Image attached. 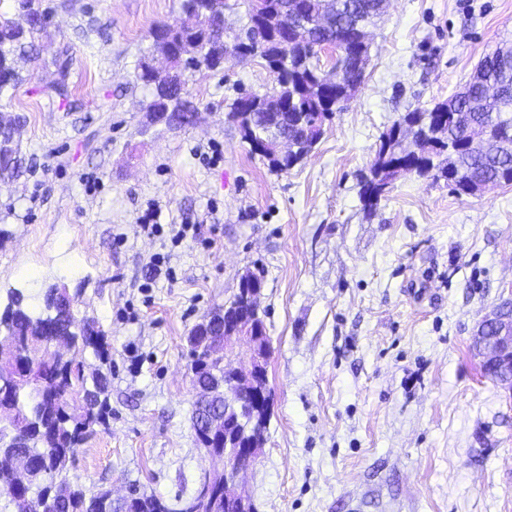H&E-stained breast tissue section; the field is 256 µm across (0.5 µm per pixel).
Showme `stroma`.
Wrapping results in <instances>:
<instances>
[{
	"instance_id": "obj_1",
	"label": "stroma",
	"mask_w": 512,
	"mask_h": 512,
	"mask_svg": "<svg viewBox=\"0 0 512 512\" xmlns=\"http://www.w3.org/2000/svg\"><path fill=\"white\" fill-rule=\"evenodd\" d=\"M51 2L40 62L0 101L28 165L0 182V300L17 288L37 309L62 283L105 334L108 360L82 359L108 373L111 412L71 478L172 501L219 471L191 428L187 338L251 271L273 395L244 487L257 512H512V395L473 348L512 297V185L459 195L412 173L373 214L360 199L383 133L512 42V0H390L357 93L282 173L230 112L241 91H271L262 59L194 76L198 119L169 127L146 112L134 72L181 0ZM64 47L63 99L47 89ZM151 211L155 234L138 222Z\"/></svg>"
}]
</instances>
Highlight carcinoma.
Listing matches in <instances>:
<instances>
[{"instance_id":"cac0c4a2","label":"carcinoma","mask_w":512,"mask_h":512,"mask_svg":"<svg viewBox=\"0 0 512 512\" xmlns=\"http://www.w3.org/2000/svg\"><path fill=\"white\" fill-rule=\"evenodd\" d=\"M266 9L255 12L248 7L245 31L259 30L265 42L240 41L247 52L265 60L273 76L270 97L288 100V113L283 123L272 127L268 110L258 107L253 115H239L243 139L249 143L267 139L278 131H286L303 145L320 139L325 114L340 110L353 97L360 80L353 79L351 71L341 70L338 83L328 84L320 66L316 46L325 41L324 33L334 37L348 28L367 27L383 14L382 0H301L306 9V20L327 16L330 23L323 32H314L312 46L285 48L273 41L277 17L293 6L291 0H264ZM230 8L228 0H182L184 15L203 12L222 17ZM50 8L43 0H10L0 9V98L11 97L23 76L18 63H36L40 60L48 31ZM165 32L170 37V49L177 52L184 42L199 46V54L175 62L171 77L172 87L166 93L167 101L158 99L159 87L151 68L157 53L150 45L137 64V79L150 91L146 111L159 116L168 112L182 127L195 122L198 108L188 100L189 77L211 71L222 65L225 43L229 37L239 41L222 25H214L203 18L193 29L176 28L172 24L156 26L152 33ZM69 48H63L55 58L57 82L54 91H64L68 76ZM448 106L438 103L431 109H413L403 114L393 126L402 128L400 140L391 145L389 153L377 151L369 175L362 180L360 198L364 210L371 214L382 194L377 186L390 185L393 178L391 164L406 140L414 137L421 142L422 169L418 175L433 171L436 181L447 176V167L440 156L451 143L455 147L453 164L465 183L512 184V148L505 142L512 140V50L499 47L481 60L477 74L466 83V93L456 101L455 111L466 114L467 122L448 120L441 136L433 138L439 126L437 111ZM16 121L0 112V181L15 180L25 171V161L15 138ZM0 330L11 334L18 342L33 346L54 341L66 342L84 352L92 350L104 361L108 350L104 333L93 320L78 321L70 308V300L62 290L52 287L44 294L43 309L29 311L25 297L17 290L10 291L7 305L0 309ZM22 358H6L0 368V459L20 453L28 457L30 477L20 487L13 471L0 462V497L5 496L13 506L12 512H38L48 492L57 485L65 486V493L56 499L55 512H180L177 503L157 495L133 492L125 505L118 506L109 492L89 493L70 480L69 464L77 449L95 426L107 422L109 379L101 372L85 374L75 361L61 358L34 365L40 388L34 391L22 379L25 367ZM224 410V398L215 396L209 407L195 406L191 416L196 442L204 440L203 431L196 428L206 409Z\"/></svg>"}]
</instances>
